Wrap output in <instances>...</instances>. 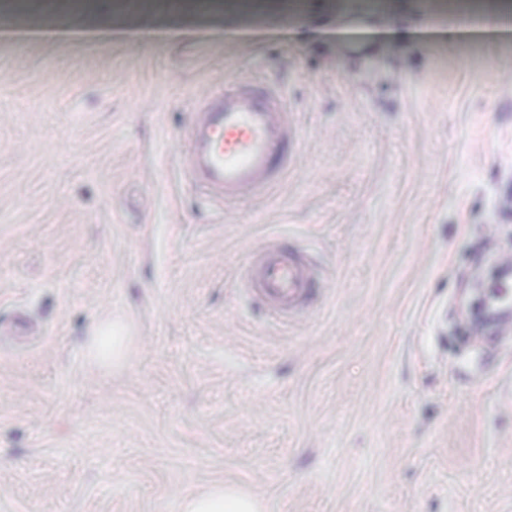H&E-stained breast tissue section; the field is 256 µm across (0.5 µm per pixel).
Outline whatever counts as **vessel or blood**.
<instances>
[{
    "label": "vessel or blood",
    "mask_w": 512,
    "mask_h": 512,
    "mask_svg": "<svg viewBox=\"0 0 512 512\" xmlns=\"http://www.w3.org/2000/svg\"><path fill=\"white\" fill-rule=\"evenodd\" d=\"M297 133L286 96L259 80L234 81L199 103V116L185 133L187 177L230 205L244 196L262 197L295 166ZM316 268L298 250L268 243L244 267L240 281L280 324L314 297ZM483 314L512 310V285L483 296Z\"/></svg>",
    "instance_id": "obj_1"
}]
</instances>
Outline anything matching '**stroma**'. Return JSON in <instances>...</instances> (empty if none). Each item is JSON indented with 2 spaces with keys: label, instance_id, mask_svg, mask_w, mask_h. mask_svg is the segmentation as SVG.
I'll return each mask as SVG.
<instances>
[{
  "label": "stroma",
  "instance_id": "stroma-1",
  "mask_svg": "<svg viewBox=\"0 0 512 512\" xmlns=\"http://www.w3.org/2000/svg\"><path fill=\"white\" fill-rule=\"evenodd\" d=\"M93 2L0 0V512H512V324L460 309L512 267V40L311 35L497 0ZM239 77L298 157L226 209L183 134ZM271 238L330 271L285 329L233 286ZM260 512L258 500L235 486H224L215 483L204 492L186 498L183 503L184 512Z\"/></svg>",
  "mask_w": 512,
  "mask_h": 512
}]
</instances>
